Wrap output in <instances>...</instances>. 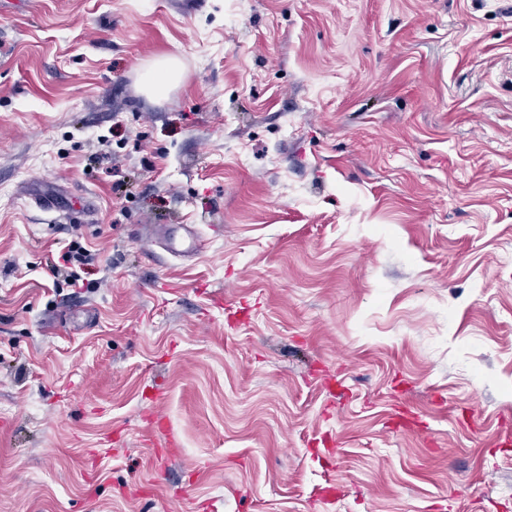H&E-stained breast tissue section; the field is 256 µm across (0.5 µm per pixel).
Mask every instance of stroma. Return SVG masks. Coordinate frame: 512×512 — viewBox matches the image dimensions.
Returning a JSON list of instances; mask_svg holds the SVG:
<instances>
[{"label": "stroma", "instance_id": "obj_1", "mask_svg": "<svg viewBox=\"0 0 512 512\" xmlns=\"http://www.w3.org/2000/svg\"><path fill=\"white\" fill-rule=\"evenodd\" d=\"M507 428L512 0H0V512H512ZM179 229L184 231V236H171L167 240L168 248L178 254H196L204 246L203 240L192 231L191 224H177ZM79 238H82V235H77L59 253L58 260L61 259L64 264L52 265V270L55 274L60 275L61 273L62 275V271H64L65 281L71 288H81L84 286L82 274H88L85 271H87L88 266L93 265L95 259L94 255L81 244Z\"/></svg>", "mask_w": 512, "mask_h": 512}]
</instances>
